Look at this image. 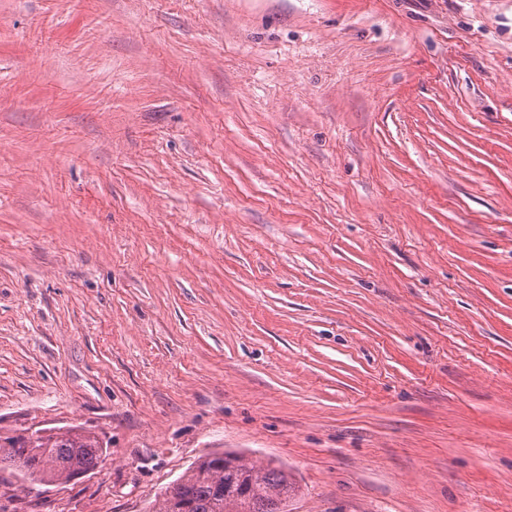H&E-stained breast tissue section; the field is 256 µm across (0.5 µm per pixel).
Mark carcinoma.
I'll return each mask as SVG.
<instances>
[{
  "instance_id": "1",
  "label": "carcinoma",
  "mask_w": 512,
  "mask_h": 512,
  "mask_svg": "<svg viewBox=\"0 0 512 512\" xmlns=\"http://www.w3.org/2000/svg\"><path fill=\"white\" fill-rule=\"evenodd\" d=\"M104 454L100 439L73 429L0 440V465L44 483L69 481L88 473ZM180 493L164 495L156 512H285L294 492L288 471L271 463H249L243 456L214 453L189 468L177 481Z\"/></svg>"
}]
</instances>
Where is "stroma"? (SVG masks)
I'll return each instance as SVG.
<instances>
[{
	"label": "stroma",
	"instance_id": "stroma-1",
	"mask_svg": "<svg viewBox=\"0 0 512 512\" xmlns=\"http://www.w3.org/2000/svg\"><path fill=\"white\" fill-rule=\"evenodd\" d=\"M0 512H512V0H0ZM6 437L0 440V467L6 464L31 479L36 474L44 483L69 481L76 473H88L104 454L100 439L74 429H59L44 434L34 431L27 437ZM27 450V456H21ZM176 484L181 492L176 497L166 492L156 512H286L285 502L294 492L285 467L256 465L223 452L197 462ZM241 486L250 490L248 495L238 492Z\"/></svg>",
	"mask_w": 512,
	"mask_h": 512
}]
</instances>
